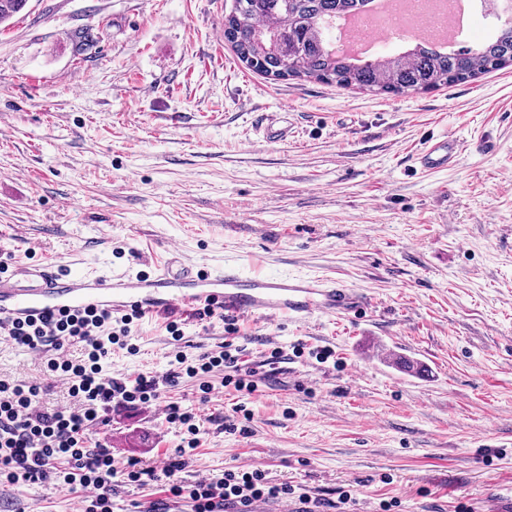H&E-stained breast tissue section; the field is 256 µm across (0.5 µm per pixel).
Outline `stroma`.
Listing matches in <instances>:
<instances>
[{
  "label": "stroma",
  "instance_id": "35a3bbf8",
  "mask_svg": "<svg viewBox=\"0 0 512 512\" xmlns=\"http://www.w3.org/2000/svg\"><path fill=\"white\" fill-rule=\"evenodd\" d=\"M234 0H28L0 29V261L149 275L165 248L220 267L329 274L371 296L359 318L238 320L245 364L286 359L240 396L198 382L116 407L90 444L118 464L163 469L182 443L170 402L196 413L186 483L260 469L307 493L312 512H504L512 505V69L409 96L269 80L224 40ZM87 47L76 52L72 34ZM290 112L287 142L265 112ZM454 133L456 164L413 156ZM182 324L172 340L169 321ZM221 321L172 308L133 331L123 378L173 369L176 352L219 351ZM328 347L333 360L293 357ZM404 356L423 376L396 366ZM47 355L0 339V380L50 382ZM246 406L239 414L238 406ZM235 425L228 433L227 425ZM172 497L165 477L118 481L112 512ZM55 480L0 482V512H84ZM289 112H266L260 120V130L263 138L269 143L288 141L292 133L288 125Z\"/></svg>",
  "mask_w": 512,
  "mask_h": 512
}]
</instances>
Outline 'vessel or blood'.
I'll use <instances>...</instances> for the list:
<instances>
[{"mask_svg":"<svg viewBox=\"0 0 512 512\" xmlns=\"http://www.w3.org/2000/svg\"><path fill=\"white\" fill-rule=\"evenodd\" d=\"M266 142L287 141L291 129L284 112H268L260 120ZM460 152L453 134L428 138L415 155L424 169L451 166ZM368 300L334 278L288 277L245 272L227 264L207 270L196 263L179 268L158 267L149 276L93 275L62 271L55 265H21L0 276V326L15 322L41 323L48 315L107 309L115 314L151 317L179 307L202 308L227 316L291 318L307 322L317 317H349L365 312ZM224 512H298L280 501L224 502Z\"/></svg>","mask_w":512,"mask_h":512,"instance_id":"1","label":"vessel or blood"}]
</instances>
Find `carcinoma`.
Wrapping results in <instances>:
<instances>
[{"label":"carcinoma","mask_w":512,"mask_h":512,"mask_svg":"<svg viewBox=\"0 0 512 512\" xmlns=\"http://www.w3.org/2000/svg\"><path fill=\"white\" fill-rule=\"evenodd\" d=\"M27 0H0L6 25ZM372 0H234L224 15V39L249 71L278 80L294 77L376 95L448 88L512 67V21L494 36L456 51L402 45L391 55L358 60L336 53L330 21L366 11Z\"/></svg>","instance_id":"cac0c4a2"}]
</instances>
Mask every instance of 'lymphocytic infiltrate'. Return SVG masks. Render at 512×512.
Returning <instances> with one entry per match:
<instances>
[{
	"instance_id": "lymphocytic-infiltrate-1",
	"label": "lymphocytic infiltrate",
	"mask_w": 512,
	"mask_h": 512,
	"mask_svg": "<svg viewBox=\"0 0 512 512\" xmlns=\"http://www.w3.org/2000/svg\"><path fill=\"white\" fill-rule=\"evenodd\" d=\"M134 315L113 317L103 310L88 314L50 316L39 324H14L7 337L17 346L40 353L62 348L66 343H79L84 357L79 361L69 358L51 359L47 369L66 376L68 395L72 406L42 409L38 401L47 391L41 382L11 385L0 383V479L17 485L57 474L62 485L69 490H81L91 496L93 507L100 512H112V481L124 476L131 482L152 475V468L129 462L116 465L111 454L103 448L88 447L91 422L113 405L137 406L161 398L165 387L179 375L199 379L201 401H208L213 386L206 377L222 373L223 387L250 395L257 391L259 379L255 370L244 367L242 349L231 339L237 331L234 319L224 321L229 339L222 351L205 353L195 360L177 356L178 370L165 376L139 373L127 378H115L106 372L103 361L111 354L113 345L128 337ZM67 460L73 472L55 469L58 460ZM181 461L168 463L163 474L169 481L173 496L192 500L194 512H222L229 498L243 501L282 499L293 494L288 484L268 481L264 471L225 472L216 482L199 481L190 485L179 479Z\"/></svg>"
}]
</instances>
